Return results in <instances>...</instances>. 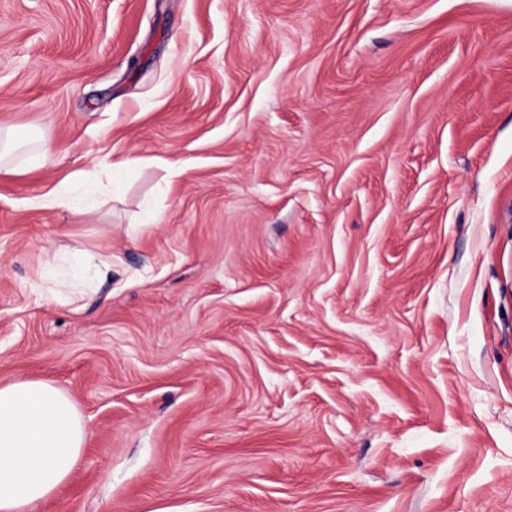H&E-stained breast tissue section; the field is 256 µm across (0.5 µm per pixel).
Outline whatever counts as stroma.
<instances>
[{"label": "stroma", "instance_id": "obj_1", "mask_svg": "<svg viewBox=\"0 0 512 512\" xmlns=\"http://www.w3.org/2000/svg\"><path fill=\"white\" fill-rule=\"evenodd\" d=\"M0 126L66 149L0 173L36 512H512V0H0ZM87 428L70 397L40 380L0 385V511L34 512L77 464Z\"/></svg>", "mask_w": 512, "mask_h": 512}]
</instances>
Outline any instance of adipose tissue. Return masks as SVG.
Here are the masks:
<instances>
[{"instance_id":"adipose-tissue-1","label":"adipose tissue","mask_w":512,"mask_h":512,"mask_svg":"<svg viewBox=\"0 0 512 512\" xmlns=\"http://www.w3.org/2000/svg\"><path fill=\"white\" fill-rule=\"evenodd\" d=\"M43 160L56 154L41 135L0 127V171L12 170L15 150ZM87 428L70 397L40 380L0 385V512H35L77 464Z\"/></svg>"}]
</instances>
